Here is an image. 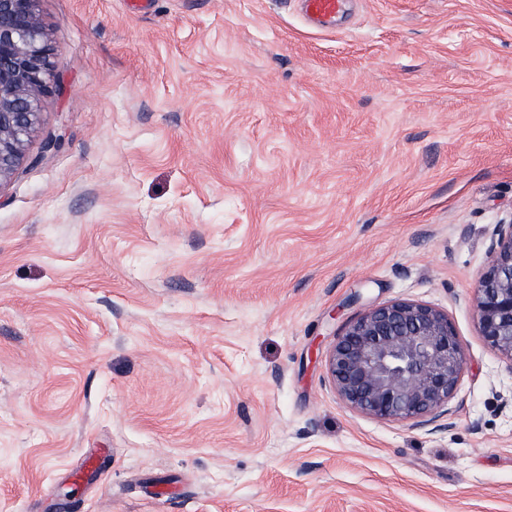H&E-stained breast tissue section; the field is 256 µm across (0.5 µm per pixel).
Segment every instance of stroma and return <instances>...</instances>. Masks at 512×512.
<instances>
[{"label":"stroma","mask_w":512,"mask_h":512,"mask_svg":"<svg viewBox=\"0 0 512 512\" xmlns=\"http://www.w3.org/2000/svg\"><path fill=\"white\" fill-rule=\"evenodd\" d=\"M300 2L39 0L67 93L0 186V512H512V361L473 306L512 0ZM358 293L447 311L449 430L328 381ZM306 15L322 26L336 25L342 12V0H302Z\"/></svg>","instance_id":"1"}]
</instances>
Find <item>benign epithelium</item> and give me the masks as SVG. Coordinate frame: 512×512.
<instances>
[{
	"mask_svg": "<svg viewBox=\"0 0 512 512\" xmlns=\"http://www.w3.org/2000/svg\"><path fill=\"white\" fill-rule=\"evenodd\" d=\"M57 58L37 0H0V184L25 158L43 97L52 89L65 93L61 80L51 81ZM474 293L480 335L512 361V221L495 226ZM466 360L447 312L398 299L345 322L329 345L326 375L350 408L438 432L452 427L441 419Z\"/></svg>",
	"mask_w": 512,
	"mask_h": 512,
	"instance_id": "7a95c632",
	"label": "benign epithelium"
}]
</instances>
